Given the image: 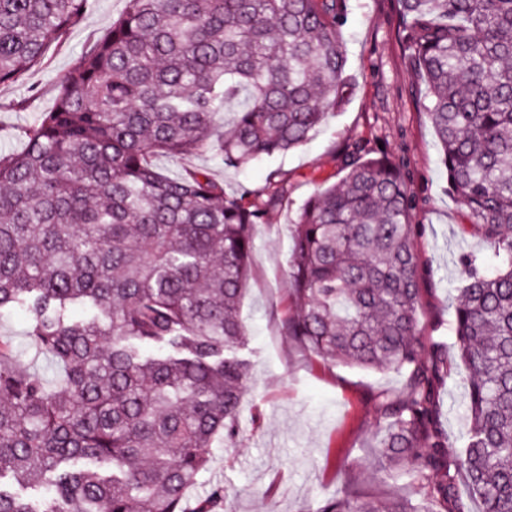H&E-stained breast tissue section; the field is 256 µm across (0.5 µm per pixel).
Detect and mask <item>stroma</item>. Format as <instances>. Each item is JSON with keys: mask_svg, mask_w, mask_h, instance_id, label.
I'll return each mask as SVG.
<instances>
[{"mask_svg": "<svg viewBox=\"0 0 512 512\" xmlns=\"http://www.w3.org/2000/svg\"><path fill=\"white\" fill-rule=\"evenodd\" d=\"M125 8L126 0H96L94 11L22 82L0 85L1 153L24 148L25 128L55 104L56 77L92 40L105 35ZM341 43L352 93L306 143L241 170L224 166L207 152L186 161L187 166L206 169L229 193L243 186L270 192L268 177L273 172L288 185L287 203L254 229L251 278L241 304L248 329L245 353L254 379L239 410L244 438L235 448H210L209 466L188 492L194 500L222 486L234 512H318L324 502L339 496L413 495L404 480L388 477L372 439L378 423L373 395L402 389V377L322 360L284 331L295 312L288 289V225L316 188L340 178L345 147L358 143L367 152L385 153L409 173L408 189L417 201L413 222L422 268L423 335L453 341L452 304L464 280L458 258L464 253L490 254L478 235L466 231L470 219L448 190L434 128L416 103L417 97L426 96L427 85L404 57L394 0H348ZM412 86L417 95L409 94ZM27 330L22 311L0 315V337L12 344L22 362L57 382L60 370L49 367ZM448 362V377L438 390L440 419L456 452L464 446L468 395L458 359L452 355Z\"/></svg>", "mask_w": 512, "mask_h": 512, "instance_id": "1", "label": "stroma"}]
</instances>
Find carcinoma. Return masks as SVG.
Listing matches in <instances>:
<instances>
[{
	"mask_svg": "<svg viewBox=\"0 0 512 512\" xmlns=\"http://www.w3.org/2000/svg\"><path fill=\"white\" fill-rule=\"evenodd\" d=\"M94 5L0 0V85ZM346 20L347 0H126L57 77L25 148L0 154V312H24L65 371L58 390L0 339V477L50 491L36 509L0 489V512H186L208 448L239 440L253 230L288 186L227 194L203 170L168 175L152 159L206 151L243 168L303 145L352 91ZM396 25L449 190L497 271L459 258L469 415L454 456L437 395L448 344L419 326L403 166L355 143L339 181L298 207L287 333L326 361L404 377L374 396L377 447L423 501L336 498L319 512H512V0H396ZM242 91L231 132L217 131ZM229 510L218 486L194 512Z\"/></svg>",
	"mask_w": 512,
	"mask_h": 512,
	"instance_id": "carcinoma-1",
	"label": "carcinoma"
}]
</instances>
